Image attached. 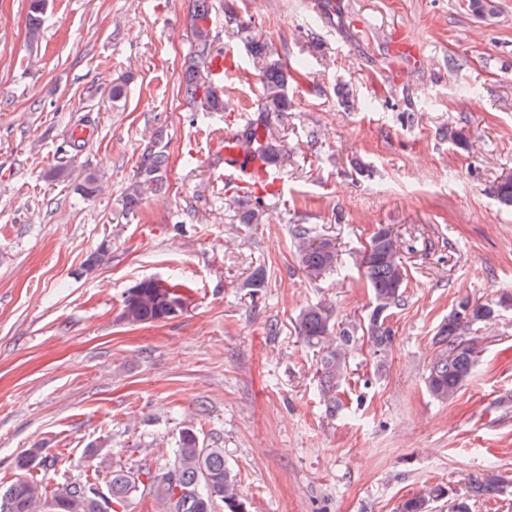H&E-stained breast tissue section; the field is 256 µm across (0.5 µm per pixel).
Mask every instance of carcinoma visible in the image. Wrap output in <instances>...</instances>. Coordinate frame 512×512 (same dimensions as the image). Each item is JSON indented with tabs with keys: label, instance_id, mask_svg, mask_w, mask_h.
Here are the masks:
<instances>
[{
	"label": "carcinoma",
	"instance_id": "1",
	"mask_svg": "<svg viewBox=\"0 0 512 512\" xmlns=\"http://www.w3.org/2000/svg\"><path fill=\"white\" fill-rule=\"evenodd\" d=\"M211 0H194L192 64L185 73L181 94L194 112H219L224 100L212 89L207 62L212 56L209 19ZM46 0H30L28 15L29 41L39 39L43 26ZM250 52L261 64L264 112L288 111L285 87L288 73L269 44L256 38L249 42ZM243 148L253 158L271 166L281 159L280 144L272 137L268 124H250L242 134ZM168 156L161 150L151 151L140 167L138 177L124 192L123 205L131 210L152 186H158ZM262 211L256 205L241 203L240 223H261ZM294 248L304 269L321 275L336 268L335 245L317 241L302 228L293 230ZM358 271L372 294V309L367 317L366 332L378 362H383L393 343L392 327L387 320L402 305L407 288L408 269L401 259V244L395 234L381 227L364 248ZM185 302L177 291L151 279L130 288L122 301L121 318L129 325L167 321L178 316ZM496 308L489 302L462 301L448 314L438 328L436 339L443 345L431 361L426 377L430 395L446 401L452 398L470 378L475 365L473 343L468 337L472 327L495 317ZM336 325L335 310L318 302L304 308L299 316L300 336L311 346H321L332 337ZM354 336L339 333L335 347L328 349L321 360L322 379L328 386L338 384L347 369V348ZM107 497L95 494L81 484H62L48 492L43 484L22 477L0 491V512H122L137 495L150 497L156 512H247L237 482L224 460V449L208 448L200 442L193 428L183 429L177 447L164 465L156 470L143 467H115L107 474ZM509 486L504 479H475L468 495L451 498V512H471V503L482 497L503 493ZM449 496L440 485H425L399 506V512H423L424 505Z\"/></svg>",
	"mask_w": 512,
	"mask_h": 512
}]
</instances>
